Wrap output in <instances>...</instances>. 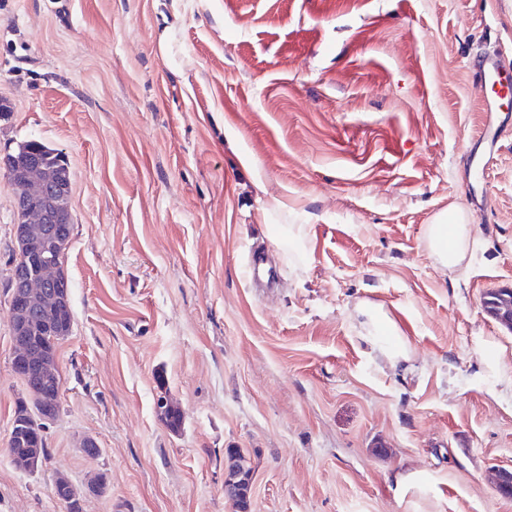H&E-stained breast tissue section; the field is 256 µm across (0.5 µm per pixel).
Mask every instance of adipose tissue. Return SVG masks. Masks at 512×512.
<instances>
[{
  "label": "adipose tissue",
  "mask_w": 512,
  "mask_h": 512,
  "mask_svg": "<svg viewBox=\"0 0 512 512\" xmlns=\"http://www.w3.org/2000/svg\"><path fill=\"white\" fill-rule=\"evenodd\" d=\"M478 243L468 213L461 207L450 206L436 216L426 231V246L438 263L447 270L459 268Z\"/></svg>",
  "instance_id": "ef3b65f1"
}]
</instances>
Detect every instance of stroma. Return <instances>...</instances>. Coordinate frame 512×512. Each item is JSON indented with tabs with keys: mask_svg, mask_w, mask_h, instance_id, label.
Listing matches in <instances>:
<instances>
[{
	"mask_svg": "<svg viewBox=\"0 0 512 512\" xmlns=\"http://www.w3.org/2000/svg\"><path fill=\"white\" fill-rule=\"evenodd\" d=\"M488 54L512 71V0H0V156L67 159L74 311L51 458L24 472L0 169V512H66L60 473L105 475L83 512H236L229 448L248 512H512L490 479L512 470V330L483 306L512 288V111L477 89ZM452 204L479 230L459 273L425 243ZM365 302L410 362L370 350Z\"/></svg>",
	"mask_w": 512,
	"mask_h": 512,
	"instance_id": "stroma-1",
	"label": "stroma"
}]
</instances>
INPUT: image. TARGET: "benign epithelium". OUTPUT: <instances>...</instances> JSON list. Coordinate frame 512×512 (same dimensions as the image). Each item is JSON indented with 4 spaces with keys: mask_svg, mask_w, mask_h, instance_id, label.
<instances>
[{
    "mask_svg": "<svg viewBox=\"0 0 512 512\" xmlns=\"http://www.w3.org/2000/svg\"><path fill=\"white\" fill-rule=\"evenodd\" d=\"M14 203L20 216L15 225L16 248L11 262L9 316L15 347L12 363L26 369L34 377L29 393L39 398L58 375L56 364L34 353L29 333L46 323L56 307L66 303L67 289L59 266L52 257L53 224H70L69 209L59 203L58 196L66 187L50 175L45 163V149L27 148L10 158L8 164ZM499 301L494 316L512 330V289L498 290ZM46 429L17 415L10 437L22 443L44 438Z\"/></svg>",
    "mask_w": 512,
    "mask_h": 512,
    "instance_id": "obj_1",
    "label": "benign epithelium"
}]
</instances>
